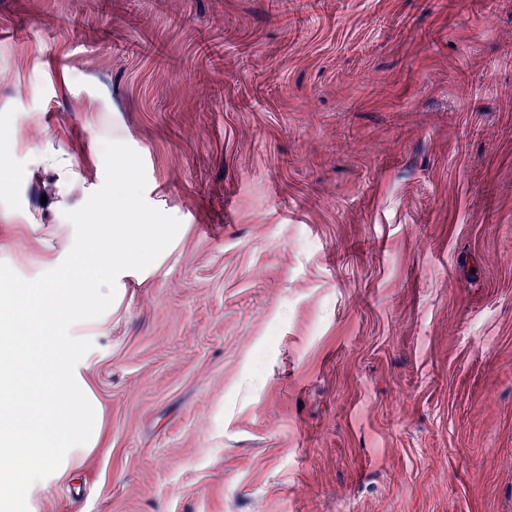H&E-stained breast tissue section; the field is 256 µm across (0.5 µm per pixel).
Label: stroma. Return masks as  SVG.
<instances>
[{"instance_id":"35a3bbf8","label":"stroma","mask_w":512,"mask_h":512,"mask_svg":"<svg viewBox=\"0 0 512 512\" xmlns=\"http://www.w3.org/2000/svg\"><path fill=\"white\" fill-rule=\"evenodd\" d=\"M104 142L189 231L30 512H512V0H0V225Z\"/></svg>"}]
</instances>
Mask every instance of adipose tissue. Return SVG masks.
Wrapping results in <instances>:
<instances>
[{
  "label": "adipose tissue",
  "instance_id": "obj_1",
  "mask_svg": "<svg viewBox=\"0 0 512 512\" xmlns=\"http://www.w3.org/2000/svg\"><path fill=\"white\" fill-rule=\"evenodd\" d=\"M136 163L112 168V203L62 210L29 225L36 271L20 276L0 243V512H27L32 494L102 447V408L87 342L103 331L129 283L152 277L184 224L131 208Z\"/></svg>",
  "mask_w": 512,
  "mask_h": 512
}]
</instances>
